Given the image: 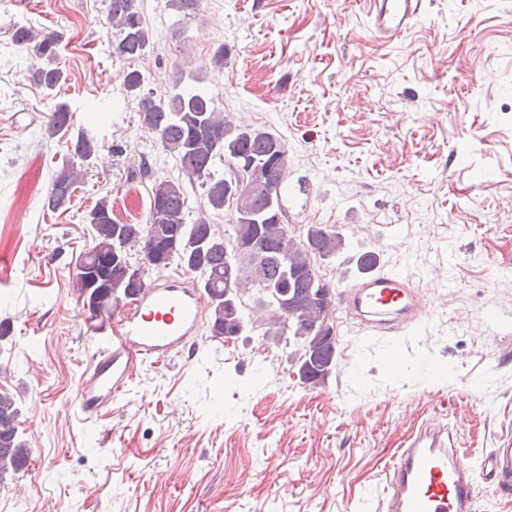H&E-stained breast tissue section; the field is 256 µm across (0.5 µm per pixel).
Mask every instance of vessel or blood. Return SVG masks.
Instances as JSON below:
<instances>
[{"label": "vessel or blood", "mask_w": 512, "mask_h": 512, "mask_svg": "<svg viewBox=\"0 0 512 512\" xmlns=\"http://www.w3.org/2000/svg\"><path fill=\"white\" fill-rule=\"evenodd\" d=\"M371 32L390 42L424 11V0H370ZM346 314L386 333H399L421 317L420 295L400 274H369L341 293ZM202 297L189 282L163 278L122 309L111 334L93 337L99 353L83 373L78 403L94 416L124 390L147 360L184 350L199 332ZM512 486V441L479 460L457 448L445 425L412 431L389 463L382 512H478L477 486Z\"/></svg>", "instance_id": "vessel-or-blood-1"}]
</instances>
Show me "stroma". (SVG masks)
<instances>
[{
	"label": "stroma",
	"instance_id": "35a3bbf8",
	"mask_svg": "<svg viewBox=\"0 0 512 512\" xmlns=\"http://www.w3.org/2000/svg\"><path fill=\"white\" fill-rule=\"evenodd\" d=\"M368 8L203 0L187 16L145 0L152 46L136 67L157 91L217 95L233 124L280 135L289 226L345 239L320 262L324 280L341 291L373 251L418 289L423 324L387 337L337 319L336 367L317 386L295 375L293 337L204 327L88 417L94 321L73 287L85 214L106 197L141 222L153 178L178 177L179 163L122 87L104 0H0V391L31 449L0 482V512H379L385 469L417 426L449 425L475 458L512 437V0H427L390 43ZM16 24L60 36L67 79L53 95L12 42ZM58 101L99 155L52 212L43 201L68 156L46 130ZM20 111L33 115L23 128ZM144 157L152 179L130 181Z\"/></svg>",
	"mask_w": 512,
	"mask_h": 512
}]
</instances>
